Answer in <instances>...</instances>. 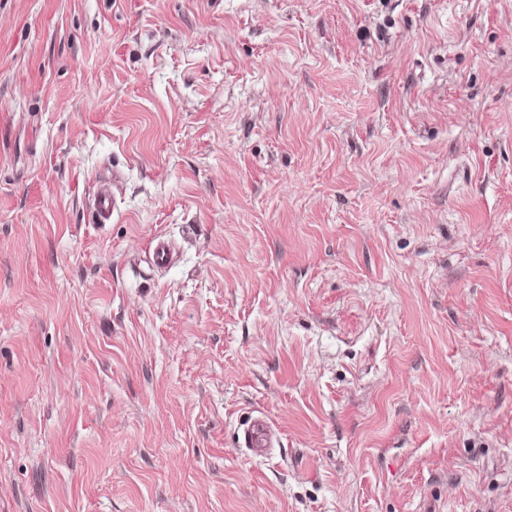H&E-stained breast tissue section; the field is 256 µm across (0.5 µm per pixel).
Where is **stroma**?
Instances as JSON below:
<instances>
[{
    "label": "stroma",
    "instance_id": "obj_1",
    "mask_svg": "<svg viewBox=\"0 0 512 512\" xmlns=\"http://www.w3.org/2000/svg\"><path fill=\"white\" fill-rule=\"evenodd\" d=\"M0 512H512V0H0ZM150 263L157 269L169 267L175 258L174 247L165 239L156 238L152 241L148 251ZM242 426L246 448L256 456H263L273 444L274 434L269 423L263 416L250 415Z\"/></svg>",
    "mask_w": 512,
    "mask_h": 512
}]
</instances>
